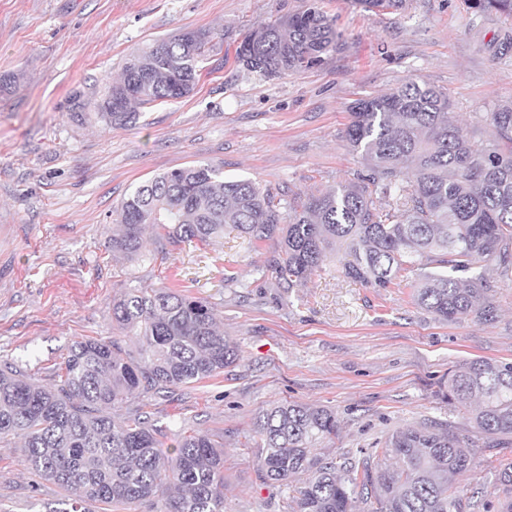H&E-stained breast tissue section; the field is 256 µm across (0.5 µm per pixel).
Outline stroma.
<instances>
[{
	"mask_svg": "<svg viewBox=\"0 0 512 512\" xmlns=\"http://www.w3.org/2000/svg\"><path fill=\"white\" fill-rule=\"evenodd\" d=\"M300 0H0V358L57 383L68 346L113 335L112 300L134 287H173L209 301L239 357L220 375L135 396L114 419L142 409L176 432L224 440L225 512H282L255 465L256 415L297 401L331 408L339 430L315 453H355L398 429L436 419L485 437L448 400V373L474 358L512 362V283L500 284L492 321L440 322L413 304L406 283L385 290L346 278L337 259L284 293L263 266L276 241L248 248L233 227L210 245L161 247L131 262L109 239L120 205L140 183L192 164L220 166L286 199L353 180L364 166L344 137L349 108L414 79L445 90L453 120L481 125L512 102V54L495 57L512 19L466 0H406L365 11L322 0L342 36L314 69L276 79L248 72L234 50L248 28L293 12ZM213 34L209 69L187 97L107 128L94 102L126 60L185 30ZM233 281H225V273ZM64 491L0 445V512H58Z\"/></svg>",
	"mask_w": 512,
	"mask_h": 512,
	"instance_id": "stroma-1",
	"label": "stroma"
}]
</instances>
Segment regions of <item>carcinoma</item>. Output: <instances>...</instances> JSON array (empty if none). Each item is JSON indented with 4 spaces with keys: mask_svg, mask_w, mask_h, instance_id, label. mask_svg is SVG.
<instances>
[{
    "mask_svg": "<svg viewBox=\"0 0 512 512\" xmlns=\"http://www.w3.org/2000/svg\"><path fill=\"white\" fill-rule=\"evenodd\" d=\"M367 11L403 9L405 0H357ZM477 13L512 17V0H469ZM210 35L187 30L132 55L94 108L107 127L136 122L138 109L188 96L206 70ZM340 35L318 0H301L286 16L247 30L235 61L249 72L280 78L312 68L337 50ZM448 93L409 79L392 92L350 108L345 138L366 172L334 190L284 202L259 183L224 179L211 164L190 165L137 186L121 203L112 251L142 257L147 225L171 246L224 237L232 225L256 247L277 239L265 271L288 293L317 275L346 246V277L368 288L390 287L411 274L415 305L436 320L490 321L493 281L512 273V105L486 113L465 130L449 117ZM414 178L406 179L407 170ZM112 322L136 339H87L67 352L59 381L46 387L26 367L0 360V444L22 441L35 475L59 484L70 508L84 501L118 508L165 500V512H224V443L208 433L178 434L162 449L167 428L144 411L123 421L112 406L137 394L224 372L238 357L233 338L217 330L213 309L167 286L129 288L112 303ZM448 400L477 401L468 421L492 442L512 445V363L474 359L448 375ZM257 471L287 497L286 512H512V461L488 462L496 501H474L456 477L477 472L465 437L426 419L397 430L360 456L312 454L338 432L332 410L306 403L273 405L257 417ZM394 457L399 468L383 461Z\"/></svg>",
    "mask_w": 512,
    "mask_h": 512,
    "instance_id": "carcinoma-1",
    "label": "carcinoma"
}]
</instances>
